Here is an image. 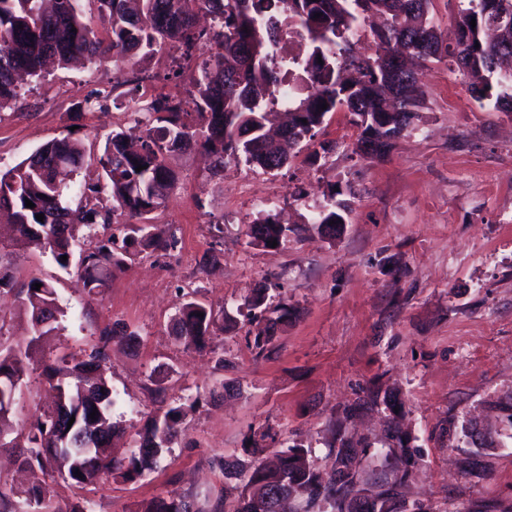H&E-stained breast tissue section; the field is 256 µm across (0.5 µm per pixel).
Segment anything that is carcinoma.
I'll return each instance as SVG.
<instances>
[{
    "mask_svg": "<svg viewBox=\"0 0 512 512\" xmlns=\"http://www.w3.org/2000/svg\"><path fill=\"white\" fill-rule=\"evenodd\" d=\"M83 2L52 0L45 8L43 0H0V110L20 98L23 78L42 77L48 60L65 66L83 58L103 65L124 63L139 53L148 58L163 47L190 52L198 40L195 16L203 9L213 16L211 40L216 46L190 73L188 99H167L147 108V129L138 147L128 144L120 132L107 138L96 164L111 204H102L97 184L75 188L56 179L59 166L72 171L84 167L81 145L67 137L0 171V217H6L15 232L10 246L43 238L64 270L80 246L79 226L120 221L129 225L122 246L115 247L109 238L82 250L83 284L91 292L103 287L112 270L123 269L133 251L176 246L175 238L148 232L142 219L154 211V191L166 194L176 182L166 156L177 142L182 149L200 147L211 154L216 175L223 171L226 158L272 173L286 166L290 157L280 142L269 138L267 125L280 119L288 144L308 143L326 115L342 109L361 130L355 152L371 143L383 154L413 124L421 108L425 92L415 61L448 60L466 78L473 98L489 99L495 110L512 112V75L500 71L501 62L512 58V25L499 28L493 39L486 34L493 16L512 10V0H459L453 44L444 42L432 24L431 0H96L112 33L106 45L83 22ZM370 14L384 16L385 22L371 30L374 53L365 54L356 48L354 38ZM290 37L308 45L305 57L282 53L280 44ZM140 164L145 169L138 172ZM336 195L329 191L328 202L312 218L318 229L333 234L345 221ZM27 199L35 207H26ZM38 214L44 215L43 221L37 220ZM296 232L268 214L247 225L246 235L250 244L265 248L273 239L282 246ZM37 282L33 278L20 290L21 307L31 321V341L23 349L0 348V436L1 426L15 411V384L22 383L34 342L55 331L61 315L53 285L43 281L37 290ZM218 328L224 325L212 308L195 301L183 304L177 336L186 343H200ZM117 336L116 330L106 328L91 349L44 368L58 401L45 421L29 430L24 444H15L22 466L51 478L57 474L76 484H92L112 477L133 479L152 470L170 451L183 424L181 405L151 416L130 454L116 458L110 453L119 424L112 419V388L105 366L107 347ZM95 409L98 413L92 419ZM265 452L255 447V463L238 471L244 493L232 512H293L290 499L296 488L308 490L313 501H330L334 512H354L344 490L361 472L350 453L337 452L335 473L324 485L304 449L271 457ZM408 478L406 471L393 475L390 487L376 494L379 509L372 512H392L388 502L394 487ZM0 512L92 510L87 502L60 505L43 479L22 491L0 483ZM143 512H225V503L219 499L205 511L193 500L157 497Z\"/></svg>",
    "mask_w": 512,
    "mask_h": 512,
    "instance_id": "1",
    "label": "carcinoma"
}]
</instances>
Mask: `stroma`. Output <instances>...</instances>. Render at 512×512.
<instances>
[{
	"mask_svg": "<svg viewBox=\"0 0 512 512\" xmlns=\"http://www.w3.org/2000/svg\"><path fill=\"white\" fill-rule=\"evenodd\" d=\"M418 77L419 118L382 158L355 153L360 131L346 112L327 114L273 175L230 159L216 177L202 150L172 153L175 187L146 222L176 247L132 254L101 294L38 246L0 251L14 282L0 288V344L30 337L15 290L31 278L51 282L64 311L32 350L16 431L53 406L42 363L91 348L108 326L136 335L108 350L112 418L124 429L113 455H128L159 409L186 410L154 470L90 485L58 477L56 502L92 512H140L159 496L232 505L242 490L232 469L253 463L260 439L272 451L306 448L325 477L344 444L363 471L412 469L397 512H512V417L501 409L512 400V112L472 98L447 63ZM105 89L111 99L94 104ZM188 89L167 51L143 65L49 70L0 111V170L67 135L96 157L112 133L142 135L133 108ZM323 144L329 153L315 159ZM333 187L346 224L328 235L305 218ZM266 214L297 229L276 250L245 235ZM258 288L266 306L248 310ZM190 299L230 317L201 346L175 334ZM269 318L274 336L256 347Z\"/></svg>",
	"mask_w": 512,
	"mask_h": 512,
	"instance_id": "35a3bbf8",
	"label": "stroma"
}]
</instances>
